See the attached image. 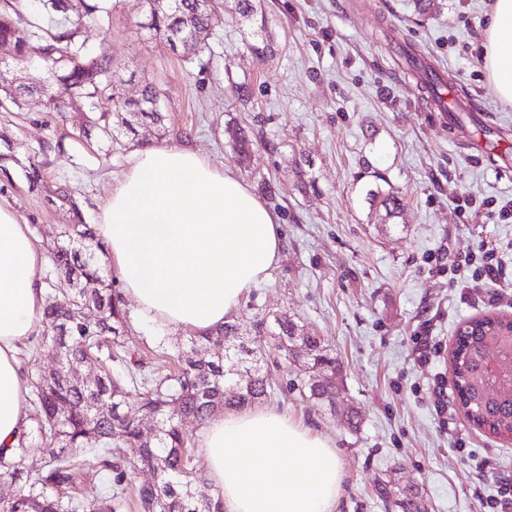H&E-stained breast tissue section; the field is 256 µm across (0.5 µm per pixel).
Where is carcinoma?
Here are the masks:
<instances>
[{"instance_id":"obj_1","label":"carcinoma","mask_w":512,"mask_h":512,"mask_svg":"<svg viewBox=\"0 0 512 512\" xmlns=\"http://www.w3.org/2000/svg\"><path fill=\"white\" fill-rule=\"evenodd\" d=\"M41 13L63 22L54 31L40 35L27 18V0H0V108L6 112L20 108L27 95L41 96L46 106L56 112H76V129L86 134L97 131L109 145L131 141L138 136L137 127L149 121L164 128L159 110L161 89L146 84L140 96L125 94V80L117 74L109 52L89 53L80 43V29L87 22L99 25L110 22L112 6L104 0H39ZM146 23L142 28L170 49H182L187 61L209 49L212 27L224 20V11L231 8L243 17L252 11L251 0H147ZM265 24L254 32L249 43L251 51L263 58L271 51V40L263 36ZM44 56L52 79L69 86L71 102L60 103L52 92V83L30 86L19 81L15 70L27 63L34 53ZM104 103L107 111L91 115L83 103ZM15 160L14 141L0 132V170H8ZM45 163L33 157L24 167L30 187L44 181ZM77 189L66 186L56 192V200L70 207L75 218L67 240L50 251V261L57 279L47 280L40 316L41 333L31 339L30 347L50 349L60 354L67 364L82 361L91 352L106 365L119 359V338L128 320L122 294L112 288V281L103 275L106 264L104 245L88 232L76 197ZM369 200L395 217L402 208L401 192L391 187L371 193ZM94 308L98 319L92 323L75 320L84 306ZM472 325L491 333L492 344L479 349L469 344L472 336L458 330L455 352L450 363L459 406L477 427L495 437L512 435V395L507 391L490 393L487 397L471 391L464 377L463 355H478L495 360L508 349L512 340V318L497 311H488L474 319ZM237 327L226 323L218 329L201 334L190 344L224 345V354L237 360L245 369L256 366L257 351L233 340ZM256 333L269 337L282 352L284 345L297 339L306 344L305 370L317 368L336 370V357L321 339L301 332L298 325L285 316L274 318V326L260 320ZM177 374L167 377L142 393L134 412L113 413V404H126L125 382L104 371L103 378L92 384L78 381L66 368L49 374L29 376L31 410L28 424L8 448L0 447V474L18 483V490L9 499L0 500V512H122L125 491L131 489L137 512H224L219 495L208 483L188 473L184 455L188 453V437L177 424L184 415L202 425L227 408L240 409L263 401L268 395L265 378L236 394L224 391L230 378L224 373L220 358L194 359L181 352L177 356ZM309 397L331 404L335 381L308 376L305 383ZM151 414L161 420L159 439L140 446L138 420ZM140 448L137 458L126 454L127 448ZM99 450L98 468L85 467L82 455ZM155 472L152 481L137 483L133 474L139 467ZM74 490L64 500L56 496L60 488Z\"/></svg>"}]
</instances>
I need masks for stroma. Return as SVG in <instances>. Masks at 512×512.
Returning a JSON list of instances; mask_svg holds the SVG:
<instances>
[{"mask_svg": "<svg viewBox=\"0 0 512 512\" xmlns=\"http://www.w3.org/2000/svg\"><path fill=\"white\" fill-rule=\"evenodd\" d=\"M273 47L247 48L255 26L235 12L210 37L200 60L151 39L143 0H116L109 26L82 28L86 47L106 45L128 95L145 82L164 92L165 134L141 126L124 147L85 139L40 97L0 112L16 154L43 140L45 180L29 190L20 166L0 173V204L28 225L42 249L72 222L51 204L56 188L81 192L96 224L138 146H183L246 182L278 216L282 248L265 280L233 314L242 334L268 313L287 314L321 337L344 366L339 407L361 415L349 430L303 397V374L265 350L270 395L264 408L330 438L343 472L337 512H384L380 481L415 484L429 512H491L512 484V440L470 422L452 401L448 355L460 325L489 310L512 315V265L496 281L470 286L444 268L488 247L512 252V222L457 210L454 197H512V106L486 84L480 40L492 0H252ZM440 75L463 109L437 111L425 73ZM257 141L245 163L230 146L233 128ZM402 192L398 218L385 220L369 190L381 181ZM123 341L145 377L175 370L178 346L193 336L143 319L127 302ZM436 349L419 363L418 339Z\"/></svg>", "mask_w": 512, "mask_h": 512, "instance_id": "35a3bbf8", "label": "stroma"}]
</instances>
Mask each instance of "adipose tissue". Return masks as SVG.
<instances>
[{
	"label": "adipose tissue",
	"mask_w": 512,
	"mask_h": 512,
	"mask_svg": "<svg viewBox=\"0 0 512 512\" xmlns=\"http://www.w3.org/2000/svg\"><path fill=\"white\" fill-rule=\"evenodd\" d=\"M488 87L512 105V0H494L482 33ZM122 292L149 319L207 332L222 326L278 261L279 219L251 188L202 154L137 152L94 227ZM45 256L0 205V446L26 421L17 345L36 333ZM207 479L224 512H335L342 469L329 438L265 408L215 415L203 433ZM291 465H282V458Z\"/></svg>",
	"instance_id": "obj_1"
}]
</instances>
